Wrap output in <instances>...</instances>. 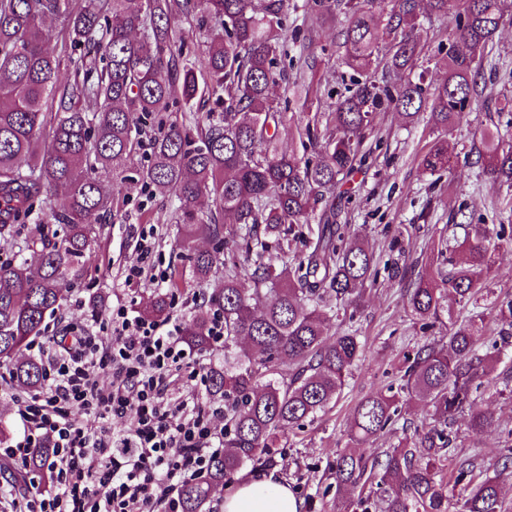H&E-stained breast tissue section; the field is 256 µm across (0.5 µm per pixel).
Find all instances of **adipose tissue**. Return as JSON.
Masks as SVG:
<instances>
[{
    "mask_svg": "<svg viewBox=\"0 0 512 512\" xmlns=\"http://www.w3.org/2000/svg\"><path fill=\"white\" fill-rule=\"evenodd\" d=\"M224 512H302V502L274 475L243 479L224 498Z\"/></svg>",
    "mask_w": 512,
    "mask_h": 512,
    "instance_id": "obj_1",
    "label": "adipose tissue"
}]
</instances>
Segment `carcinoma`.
I'll return each instance as SVG.
<instances>
[{"mask_svg": "<svg viewBox=\"0 0 512 512\" xmlns=\"http://www.w3.org/2000/svg\"><path fill=\"white\" fill-rule=\"evenodd\" d=\"M457 2L459 24L437 60L446 76L433 87L419 65L417 30L421 16L448 13V0H303L305 14L316 20L343 16L341 48L355 77L331 112L309 116L306 95L288 117L271 86L283 81L284 93L298 96L317 66L309 56L299 77L286 78L289 0H0V212L6 214L0 239L16 243L20 255H37L33 264L0 263V366L9 367L15 386L34 389L43 380L40 362L20 354L60 310V282L84 275L96 227L112 215V185L143 146L150 120L151 164L143 178L180 201L191 277L203 282L224 267L223 287L185 328L190 345L207 348L211 311L224 317L222 365L207 374L209 392L224 398V453L180 489L183 512H203L212 487L246 466L268 465L280 432L300 429L326 410L362 355L357 336L330 334L326 321L338 303L357 307L373 267L368 247L328 222L299 256L288 257V235L295 225L310 226L320 204L322 213L336 212L329 202L366 161L362 147L375 112L391 108L409 124L427 112L434 128L450 133L472 110L481 96L474 74L503 23L505 0ZM177 13L205 27L201 83L172 22ZM53 27L83 49L64 81L61 58L45 49ZM206 98L224 108L208 112L201 126ZM176 108L181 124L172 119ZM293 119L301 155L278 144L280 127ZM482 143L484 174L511 194L512 139L489 129ZM421 165L454 179L456 162L440 139ZM60 192L67 200L54 214L61 237L53 240L45 225L32 224L17 240L16 226L36 201ZM209 194L224 220L198 210ZM458 228L465 247L454 258ZM443 231L435 270L406 290L410 315L423 329L440 319L447 299L462 309L478 299L503 245L495 224L466 221ZM199 238L211 247L196 248ZM495 323L500 340L512 336V298L500 304ZM500 382H512L504 346L482 353L472 325L449 328L445 342L416 351L398 384L356 405L351 446L331 465L336 488H355L372 465L380 470L384 512H448L450 485L461 489L459 512H512L503 494L512 445L491 475L475 474L471 458L449 474L436 467V457L454 447L450 425L457 416H468L476 431L496 427L477 393ZM403 395L433 409V422L418 429L420 451L395 449L370 464L359 449L371 447L394 421Z\"/></svg>", "mask_w": 512, "mask_h": 512, "instance_id": "1", "label": "carcinoma"}]
</instances>
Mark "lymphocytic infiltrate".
<instances>
[{"label": "lymphocytic infiltrate", "instance_id": "f902f5d3", "mask_svg": "<svg viewBox=\"0 0 512 512\" xmlns=\"http://www.w3.org/2000/svg\"><path fill=\"white\" fill-rule=\"evenodd\" d=\"M70 327L77 349L48 355L40 389L12 397L21 435L0 460L23 471L37 449L54 451L52 492L35 490L17 512H181L182 485L224 451V408L168 396L174 371L206 381L179 317L148 319L119 302L99 333Z\"/></svg>", "mask_w": 512, "mask_h": 512}]
</instances>
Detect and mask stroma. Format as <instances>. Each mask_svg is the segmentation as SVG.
I'll return each mask as SVG.
<instances>
[{
  "label": "stroma",
  "mask_w": 512,
  "mask_h": 512,
  "mask_svg": "<svg viewBox=\"0 0 512 512\" xmlns=\"http://www.w3.org/2000/svg\"><path fill=\"white\" fill-rule=\"evenodd\" d=\"M456 11V6H449L446 16L424 24L421 31L420 59L429 64L427 78L434 83L444 76L434 61L439 49L450 46L448 38L456 25ZM341 28V21L327 23L319 28L311 48H303L298 42L290 47L293 64L288 68L289 74L302 68L307 54H315L319 60L313 107L321 112L332 111L347 78L341 63ZM490 54L496 67L482 69L478 75L482 97L451 134L442 135L424 115L410 126L398 113L378 112L364 144L369 151L364 166L341 185L344 196L338 221L358 232L373 251L379 275L376 281L365 285L355 317L341 315L328 324L332 331L356 333L364 346L363 356L353 366L336 404L318 413L304 428L284 432L269 466L276 477L288 482L299 499L311 501V512H351V494L329 490L333 481L329 466L338 451L349 444V421L358 402L385 390L399 376L406 354L417 346L438 342L447 335L452 322L481 316L477 338L485 340L493 330L495 301L512 297V249L500 251L494 277L477 305L452 307L450 315L442 316L434 327L420 329L412 320L404 297L406 288L431 269L432 243L458 209H465L476 223L495 206L502 210L501 221L512 218L504 212V190L488 180L481 165L468 157L470 149L479 146L484 131L507 119L502 107L505 98H512V11L506 12ZM441 137L445 138L449 153L460 158L451 182L423 173L420 167L424 152ZM149 161L150 152L145 148L128 160L127 180L116 192L114 217L102 226L88 258V276L75 283H62V309L47 318L41 341L59 335L77 316L85 318L87 324L97 325L107 318L118 299L140 312L149 297L174 293L183 302L180 314L187 320L195 306L222 287L224 277L219 272L202 284L188 276L172 282L174 271L186 266L177 222L179 202L174 195L154 193L142 180L141 173ZM145 235L154 243L153 263L166 272L167 278L161 283L145 277L138 284L126 285L124 271L136 263ZM479 405L496 415L498 428L476 432L467 417H457L455 456L444 459L445 469H452L455 459L473 455L483 468L502 465L505 431L512 428V393L487 391ZM429 419L430 411L423 402H409L390 430L368 449V456L379 457L387 449L411 445L415 440L413 424Z\"/></svg>",
  "instance_id": "obj_1"
}]
</instances>
